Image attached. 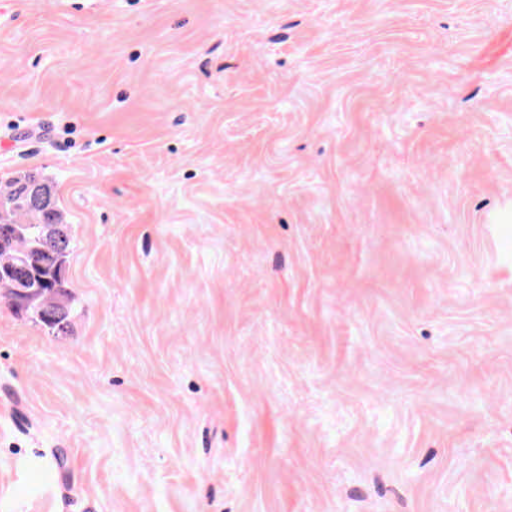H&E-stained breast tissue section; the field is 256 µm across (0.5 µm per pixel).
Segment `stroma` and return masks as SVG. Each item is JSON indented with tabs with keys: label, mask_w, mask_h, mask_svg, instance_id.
Here are the masks:
<instances>
[{
	"label": "stroma",
	"mask_w": 512,
	"mask_h": 512,
	"mask_svg": "<svg viewBox=\"0 0 512 512\" xmlns=\"http://www.w3.org/2000/svg\"><path fill=\"white\" fill-rule=\"evenodd\" d=\"M21 170L0 512H512V0H0ZM20 225H25L23 234L14 236V226ZM72 241L50 178L29 171L15 173L0 190V290L16 312L56 335L67 334L72 326L66 278ZM18 275L26 280L24 288L30 289L24 296L14 291Z\"/></svg>",
	"instance_id": "1"
}]
</instances>
